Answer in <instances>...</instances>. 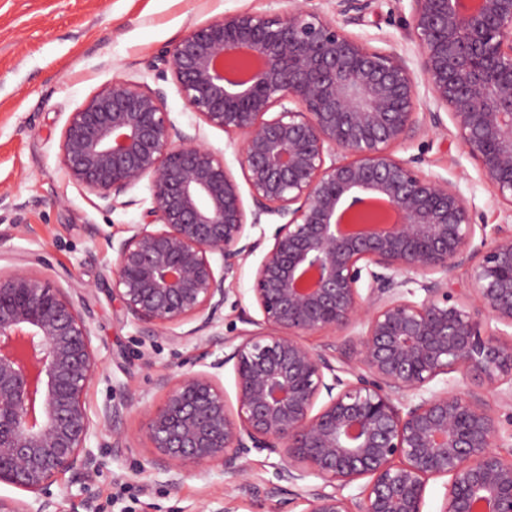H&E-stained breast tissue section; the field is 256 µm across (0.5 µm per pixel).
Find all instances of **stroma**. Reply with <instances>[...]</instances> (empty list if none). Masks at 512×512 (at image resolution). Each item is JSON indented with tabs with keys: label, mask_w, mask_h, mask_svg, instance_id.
<instances>
[{
	"label": "stroma",
	"mask_w": 512,
	"mask_h": 512,
	"mask_svg": "<svg viewBox=\"0 0 512 512\" xmlns=\"http://www.w3.org/2000/svg\"><path fill=\"white\" fill-rule=\"evenodd\" d=\"M272 0H0V269L23 268L52 282L78 288L94 313L93 343L100 369L85 400L91 417L106 405L130 400L117 425L95 426L86 442L102 461L98 475L80 482L62 476L51 491L60 512L84 501L85 512H282L278 501L260 497L225 498L219 468L187 465L184 478L170 485L151 465L145 438L146 409L160 405L164 391L156 378L164 372L202 370L204 362L224 355V339L249 326L240 312L258 316L250 287L257 257H250L225 286L228 300L216 328L219 341L170 344L143 336L126 322L107 289L112 238L138 223L150 204L147 184L129 193L134 206L100 213L85 192L64 182L59 170L62 130L94 92L117 78L161 86L177 126L200 130L204 142L223 152L239 172L237 148L223 130L202 124L184 105L174 81L157 82L149 64L158 49L172 44L191 26L219 15L273 9ZM410 0H374L355 34L372 46L392 45L407 56L416 46L403 36ZM398 157L423 154L425 172L457 183L476 209L486 236H493L505 214L459 144L444 141L431 129L411 144L397 147ZM455 384L484 395L500 420L503 453L512 454V408L500 405L496 386L454 373ZM126 447L114 451L113 429Z\"/></svg>",
	"instance_id": "obj_1"
}]
</instances>
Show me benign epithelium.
I'll return each instance as SVG.
<instances>
[{
    "instance_id": "1",
    "label": "benign epithelium",
    "mask_w": 512,
    "mask_h": 512,
    "mask_svg": "<svg viewBox=\"0 0 512 512\" xmlns=\"http://www.w3.org/2000/svg\"><path fill=\"white\" fill-rule=\"evenodd\" d=\"M372 2L229 12L161 52L159 78L237 142L250 203L224 154L176 126L162 89L137 82L114 80L70 113L60 165L106 212L149 184L110 269L112 299L145 336L212 339L227 277L261 254L262 319L241 313L258 329L225 342L210 372L157 379L165 398L146 438L171 484L193 463L221 468L226 495L275 498L314 477L302 512H424L429 482L443 479L438 512H512V458L496 449L488 401L429 388L466 370L508 385L500 399L512 406V339L497 328H512V227L477 235L455 184L394 154L431 127L448 133L512 218V0H410L413 58L347 30ZM370 200L388 202L395 222L366 213ZM265 216L278 218L271 237L250 238ZM462 266L456 294L448 277ZM314 334L329 337L320 350L304 342ZM93 337L73 288L0 271V483L32 494L0 497V512H59L52 484L99 472L86 448ZM230 362L234 405L213 373ZM254 450L279 457L277 482L250 481Z\"/></svg>"
}]
</instances>
